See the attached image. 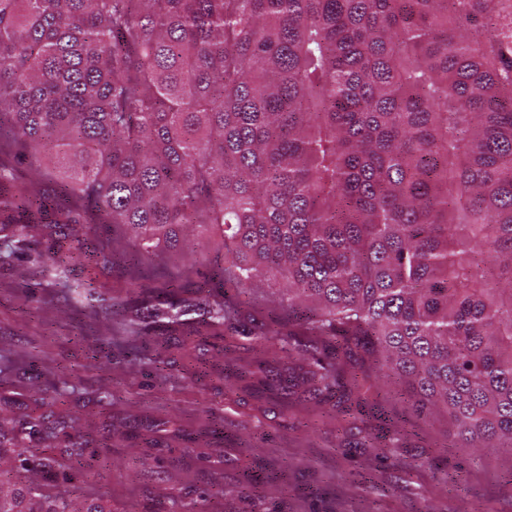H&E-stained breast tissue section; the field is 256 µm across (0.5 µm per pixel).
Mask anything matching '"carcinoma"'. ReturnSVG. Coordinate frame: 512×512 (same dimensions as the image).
<instances>
[{
    "label": "carcinoma",
    "mask_w": 512,
    "mask_h": 512,
    "mask_svg": "<svg viewBox=\"0 0 512 512\" xmlns=\"http://www.w3.org/2000/svg\"><path fill=\"white\" fill-rule=\"evenodd\" d=\"M0 112L58 187L1 164L4 240L68 238L76 262L93 221L146 257L213 248L224 285L293 315L142 281L132 337L240 328L273 355L224 380L257 400L347 412L394 379L461 446L512 449V0H0ZM74 430L9 432L80 457ZM0 512L109 510L0 484ZM275 292L276 290L274 288H265L264 290L241 293L239 295V302L245 312H262L263 314L272 313L283 317L287 312L272 303V300L275 299V294H273Z\"/></svg>",
    "instance_id": "1"
}]
</instances>
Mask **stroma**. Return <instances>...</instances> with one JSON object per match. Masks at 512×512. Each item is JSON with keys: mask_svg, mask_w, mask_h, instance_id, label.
Masks as SVG:
<instances>
[{"mask_svg": "<svg viewBox=\"0 0 512 512\" xmlns=\"http://www.w3.org/2000/svg\"><path fill=\"white\" fill-rule=\"evenodd\" d=\"M21 246L0 260V412L76 419L105 470L68 486L9 459L0 481L102 499L111 512H512V451L452 447L445 418L417 414L395 385L371 399L401 430V448L346 432L331 405L260 404L225 387L209 370L216 350L137 359L134 272L160 282L182 271L135 261L108 225L92 227L65 283L43 259L46 240ZM78 282L111 312L93 313L71 290ZM62 374L74 388L61 394L51 383Z\"/></svg>", "mask_w": 512, "mask_h": 512, "instance_id": "obj_1", "label": "stroma"}]
</instances>
